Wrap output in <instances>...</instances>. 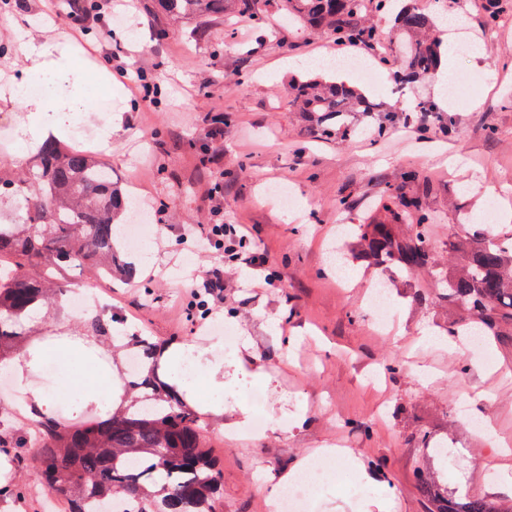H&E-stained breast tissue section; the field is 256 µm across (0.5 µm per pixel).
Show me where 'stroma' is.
Returning <instances> with one entry per match:
<instances>
[{"instance_id": "stroma-1", "label": "stroma", "mask_w": 512, "mask_h": 512, "mask_svg": "<svg viewBox=\"0 0 512 512\" xmlns=\"http://www.w3.org/2000/svg\"><path fill=\"white\" fill-rule=\"evenodd\" d=\"M490 0H455L452 14L464 28L449 43L466 38L482 48L484 68L471 54H455L457 90L448 109L432 115L428 129L417 127L416 104L432 103L431 77L390 89L396 66L379 67L376 82L362 84L370 99L395 108L383 137L372 134V118L354 115L350 137L317 141L304 117L294 112L288 88L311 77L333 79L323 60L341 59L336 40L288 23L281 0H262V19L234 16L173 21L155 0H96L84 14V32L72 36L64 24L43 22L47 0H10L0 9V82L16 74L8 57L13 21L34 34L57 39L84 74L90 112L75 113L72 130L108 125L121 115L125 132L113 137L101 156L112 180L135 197L147 217L143 240L156 248L158 265L138 264V249L122 246L116 262L123 275L111 285L73 278L80 289L106 300L114 326L143 329L159 344L208 346L223 338L225 351L239 349L243 371L225 367L231 380L223 417L206 418L212 454L224 472L219 512H268L280 480L317 449L340 445L350 459L328 460L316 481L307 512H424L413 473L427 462L415 435L447 419V472L455 495L482 494L490 473L499 490L512 495V341H490L472 353L449 344L439 329L441 307L411 301L409 282L394 271L346 262L337 278L330 270L341 234L363 223L387 193L420 196L436 218L434 252L448 257L449 233L492 223L512 230L492 199L512 195V9L502 11L498 28L485 24ZM119 27L122 35L101 39ZM113 66L141 71L150 86L140 94L131 80L103 79V53ZM112 103L101 112V101ZM224 115L221 135L211 118ZM288 185L297 206L283 207L270 195ZM220 198H212L214 186ZM245 224L248 246L268 254L282 282L271 288L254 272L249 283L224 284V304L207 318L190 294L204 271L224 255L201 238L181 240L188 224ZM385 276L394 302L389 329L371 327L366 299ZM84 314L74 307L54 312L50 326L82 347L96 367L109 358L83 339ZM395 372H387V365ZM266 393L263 424L249 435L230 434L227 422L250 409L244 391ZM486 407L492 430L484 434L454 411ZM307 409L306 421L291 416ZM361 430H353V423ZM30 451L12 449L0 457V482L11 488L0 497V512H65L32 475Z\"/></svg>"}]
</instances>
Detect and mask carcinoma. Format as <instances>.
I'll return each instance as SVG.
<instances>
[{
    "label": "carcinoma",
    "instance_id": "obj_1",
    "mask_svg": "<svg viewBox=\"0 0 512 512\" xmlns=\"http://www.w3.org/2000/svg\"><path fill=\"white\" fill-rule=\"evenodd\" d=\"M399 2L285 0V8L292 21L327 31L338 42L370 46L381 42L380 30L365 15L394 10L396 28L406 35L396 59L398 78L432 76L441 58V45L432 36L434 19ZM157 5L171 18L236 13L261 19V0H157ZM289 95L310 133L321 140L351 135L344 117L353 112L376 116L379 134L392 122V109L346 82H298ZM2 201L11 212L0 221V359L21 348L24 321L72 292L69 270L86 267L99 278H112L117 221L127 207L107 161L58 141L40 145L17 171L0 162ZM429 221L420 197L390 193L377 219L353 228L356 256L412 281H433L439 305L467 316L454 323L458 335L477 328L485 337L512 336V237L493 244L486 229L454 233L448 249L457 262L448 268L433 256ZM83 325L99 346L112 347V321L95 312ZM133 342L142 366L161 352L150 336ZM124 391L128 405L79 425L36 406L26 429L0 418V448L32 449L34 474L47 492L65 500L68 512H111L117 498L130 503L132 512H216L223 472L200 416L153 370L141 368L125 378ZM416 486L425 512H512V499H502L493 488L477 496L448 495L443 475L435 471H417Z\"/></svg>",
    "mask_w": 512,
    "mask_h": 512
}]
</instances>
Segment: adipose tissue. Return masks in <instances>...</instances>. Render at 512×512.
<instances>
[{
	"label": "adipose tissue",
	"instance_id": "1",
	"mask_svg": "<svg viewBox=\"0 0 512 512\" xmlns=\"http://www.w3.org/2000/svg\"><path fill=\"white\" fill-rule=\"evenodd\" d=\"M17 64L21 76L15 83L1 87L0 101L18 105L23 114L16 128V140L25 146L49 140L64 138L71 125L73 113L87 100L72 91L79 82L72 64L64 57L58 44L50 39L39 40L22 32L18 49ZM42 83L47 93L43 96L28 94L29 81ZM222 340H215L210 349L204 350L195 344L186 343L161 351L157 372L177 393L193 398L196 375L204 373L209 388V399L202 405L203 414L219 416L224 412V366L240 365L238 353L220 357ZM109 387H101L97 370L90 369L75 380L73 402L82 405L87 402H101L108 407L118 406L123 400L120 377L110 372Z\"/></svg>",
	"mask_w": 512,
	"mask_h": 512
}]
</instances>
